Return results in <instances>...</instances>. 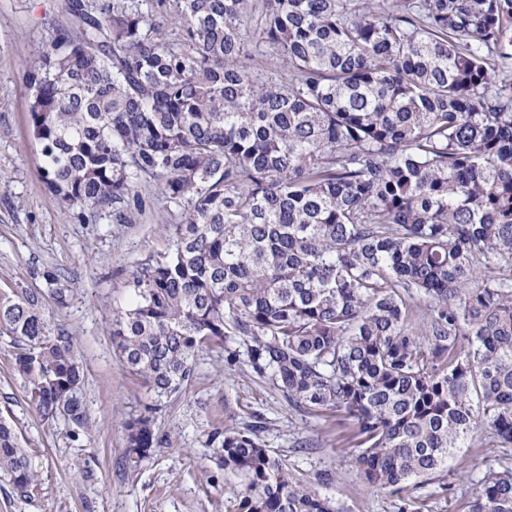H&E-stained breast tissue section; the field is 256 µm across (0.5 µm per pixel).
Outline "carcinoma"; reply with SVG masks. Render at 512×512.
<instances>
[{
  "label": "carcinoma",
  "mask_w": 512,
  "mask_h": 512,
  "mask_svg": "<svg viewBox=\"0 0 512 512\" xmlns=\"http://www.w3.org/2000/svg\"><path fill=\"white\" fill-rule=\"evenodd\" d=\"M66 12L29 76L46 186L81 219L166 203L168 246L112 320L126 367L168 396L222 346L290 406L353 422L355 466L392 494L478 435L512 447V0ZM268 49L288 78L256 71ZM0 333L35 412L81 422L83 368L43 302L0 295ZM154 413L125 425L136 466ZM214 444L235 512H332V474L288 472L250 430ZM0 477L23 498L36 482L1 419ZM469 512H512V467L483 474Z\"/></svg>",
  "instance_id": "carcinoma-1"
}]
</instances>
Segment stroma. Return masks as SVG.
I'll return each mask as SVG.
<instances>
[{
	"instance_id": "stroma-1",
	"label": "stroma",
	"mask_w": 512,
	"mask_h": 512,
	"mask_svg": "<svg viewBox=\"0 0 512 512\" xmlns=\"http://www.w3.org/2000/svg\"><path fill=\"white\" fill-rule=\"evenodd\" d=\"M65 0H0V294L29 293L45 303L54 331L73 337L85 374V418L42 420L15 371L14 348L0 335V418L13 426L37 474L30 498L0 478V512H234V477L216 464L213 435L262 422L260 439L288 469L334 480L321 493L333 512H398L425 501L424 512H465L473 482L512 465V447L466 442L446 471L403 497L369 486L349 452L352 426L335 412L311 417L280 392L230 366L224 350H202L183 390L155 398L127 369L112 342V318L132 295L131 275L167 244L160 215L116 224L108 212L77 219L42 179L44 158L28 112L30 71L53 38ZM156 404L160 442L139 467L125 463L128 419Z\"/></svg>"
}]
</instances>
